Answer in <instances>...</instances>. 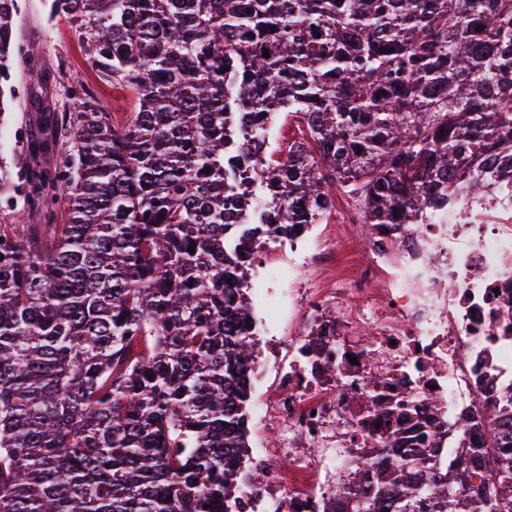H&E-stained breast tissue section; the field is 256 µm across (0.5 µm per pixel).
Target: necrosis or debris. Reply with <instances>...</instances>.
<instances>
[{
	"mask_svg": "<svg viewBox=\"0 0 512 512\" xmlns=\"http://www.w3.org/2000/svg\"><path fill=\"white\" fill-rule=\"evenodd\" d=\"M359 220L346 202L256 247L257 270L287 257L288 286L247 294L246 458L266 477L237 512H331L353 467L395 438L434 425L445 454L485 448L490 414L512 399V194L480 185L409 229ZM271 425L280 444L259 437Z\"/></svg>",
	"mask_w": 512,
	"mask_h": 512,
	"instance_id": "obj_1",
	"label": "necrosis or debris"
}]
</instances>
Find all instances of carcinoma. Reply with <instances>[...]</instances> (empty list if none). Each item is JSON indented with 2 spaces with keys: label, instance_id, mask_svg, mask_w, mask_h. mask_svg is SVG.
Listing matches in <instances>:
<instances>
[{
  "label": "carcinoma",
  "instance_id": "carcinoma-1",
  "mask_svg": "<svg viewBox=\"0 0 512 512\" xmlns=\"http://www.w3.org/2000/svg\"><path fill=\"white\" fill-rule=\"evenodd\" d=\"M45 7L137 101L117 122L81 88L26 145L62 142L63 173L4 210L45 223L0 224V512H235L264 477L237 459L246 242L324 224L341 195L364 224H426L512 170V0ZM18 16L0 0V32ZM15 61L0 41V113ZM281 115L306 134L286 153ZM17 189L0 162V198ZM502 415L493 453L441 459L422 434L356 468L334 512H512Z\"/></svg>",
  "mask_w": 512,
  "mask_h": 512
}]
</instances>
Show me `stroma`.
Instances as JSON below:
<instances>
[{"label": "stroma", "instance_id": "stroma-1", "mask_svg": "<svg viewBox=\"0 0 512 512\" xmlns=\"http://www.w3.org/2000/svg\"><path fill=\"white\" fill-rule=\"evenodd\" d=\"M42 2L23 0L24 7L18 18L17 33L32 41L35 53L28 59L18 61L11 73V83L23 88L13 114V124L26 127L35 124L46 104L60 112L73 111L75 105L68 89L76 81L85 86L105 111L119 116L133 110L136 103L133 91L99 79L75 39L68 20L60 16L48 18ZM32 69L49 76L42 99L38 102L24 89L27 73Z\"/></svg>", "mask_w": 512, "mask_h": 512}]
</instances>
